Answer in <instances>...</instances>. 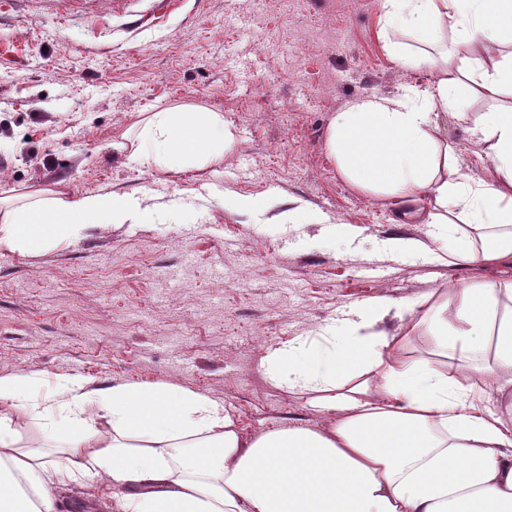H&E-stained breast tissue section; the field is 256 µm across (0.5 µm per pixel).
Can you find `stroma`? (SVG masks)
Returning a JSON list of instances; mask_svg holds the SVG:
<instances>
[{"label": "stroma", "mask_w": 512, "mask_h": 512, "mask_svg": "<svg viewBox=\"0 0 512 512\" xmlns=\"http://www.w3.org/2000/svg\"><path fill=\"white\" fill-rule=\"evenodd\" d=\"M380 16L379 0H172L132 30L112 0H0V197L114 191L132 205L58 249L0 251V375L174 384L224 402L248 435L322 429L332 412L268 379L271 350L377 298L512 281L511 267L393 250L431 225L349 184L325 149L350 102L431 80L389 57ZM176 106L223 113V162L130 164L138 114ZM441 128L461 167L489 177L476 136ZM57 495L59 512H114L86 486Z\"/></svg>", "instance_id": "1"}]
</instances>
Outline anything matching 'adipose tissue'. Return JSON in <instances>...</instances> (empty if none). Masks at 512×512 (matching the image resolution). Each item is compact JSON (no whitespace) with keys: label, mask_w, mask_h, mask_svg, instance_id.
<instances>
[{"label":"adipose tissue","mask_w":512,"mask_h":512,"mask_svg":"<svg viewBox=\"0 0 512 512\" xmlns=\"http://www.w3.org/2000/svg\"><path fill=\"white\" fill-rule=\"evenodd\" d=\"M384 29L441 39L419 57L387 41L397 63L429 66L426 90L370 95L334 113L325 147L339 174L377 199L430 207L429 242L393 240L433 263H512V0H380ZM491 111L472 116L466 103ZM476 135L490 178L463 171L439 117ZM130 163L176 174L222 161L224 115L203 108L140 113ZM115 192L65 200L37 190L0 205V250L70 244L90 224L121 223ZM410 318L371 338L368 317L327 327L309 346L277 350L266 373L337 412L323 430L245 435L222 402L172 384L103 390L77 375H0V512H56L55 490L94 482L118 512H512V282L454 283L403 300ZM427 329L436 360L405 353ZM458 357L456 376L442 358ZM486 385L500 405L475 402ZM38 421L51 452L18 445Z\"/></svg>","instance_id":"1"}]
</instances>
